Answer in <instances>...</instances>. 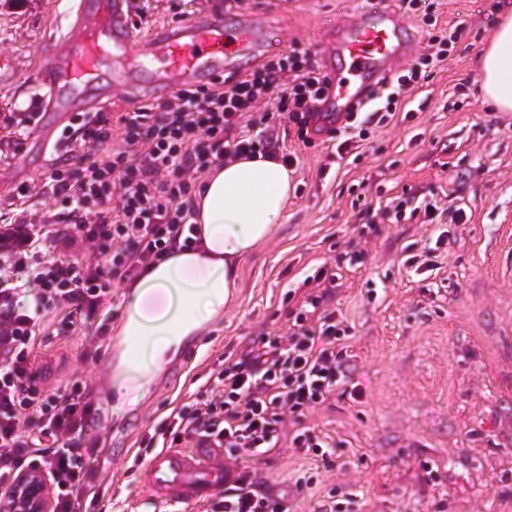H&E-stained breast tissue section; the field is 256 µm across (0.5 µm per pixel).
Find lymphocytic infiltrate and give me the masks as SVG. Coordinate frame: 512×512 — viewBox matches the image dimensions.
Listing matches in <instances>:
<instances>
[{
  "instance_id": "lymphocytic-infiltrate-1",
  "label": "lymphocytic infiltrate",
  "mask_w": 512,
  "mask_h": 512,
  "mask_svg": "<svg viewBox=\"0 0 512 512\" xmlns=\"http://www.w3.org/2000/svg\"><path fill=\"white\" fill-rule=\"evenodd\" d=\"M433 32L404 74L383 81L368 103L355 106L333 133L336 156L349 155L371 127L393 120L430 70L444 62L461 32L438 29L430 0H400ZM328 86L308 49L230 73L206 86H188L133 110L80 112L62 134L69 149L56 156L41 186H18L10 207L44 211L39 229L22 230L0 246V498L27 467L47 473L55 512H98L110 483L90 464L94 402L84 386L46 389L34 356L39 337L70 332L112 298L114 280L136 278L173 244L191 245L193 193L224 161L268 154L277 125L288 122L311 146L314 106ZM107 152L100 160L99 152ZM56 255L43 257L40 240ZM34 260H26L24 252ZM339 273L321 266L286 292V326L227 354L140 442L134 465L157 449L207 445L224 451L227 487L205 512H288L284 497L246 463L289 447L318 464L297 481L319 483V469L335 465L336 448L308 422L341 394L361 402L348 341L352 328L336 309Z\"/></svg>"
}]
</instances>
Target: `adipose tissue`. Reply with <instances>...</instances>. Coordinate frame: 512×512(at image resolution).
I'll return each mask as SVG.
<instances>
[{
  "label": "adipose tissue",
  "instance_id": "1",
  "mask_svg": "<svg viewBox=\"0 0 512 512\" xmlns=\"http://www.w3.org/2000/svg\"><path fill=\"white\" fill-rule=\"evenodd\" d=\"M496 111L512 112V11L503 13L479 62ZM292 170L280 158L238 156L213 168L194 199L196 245L168 255L128 282L104 390L123 415L145 399L189 340L223 316L243 261L281 224Z\"/></svg>",
  "mask_w": 512,
  "mask_h": 512
}]
</instances>
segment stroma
Returning a JSON list of instances; mask_svg holds the SVG:
<instances>
[{
    "label": "stroma",
    "instance_id": "stroma-1",
    "mask_svg": "<svg viewBox=\"0 0 512 512\" xmlns=\"http://www.w3.org/2000/svg\"><path fill=\"white\" fill-rule=\"evenodd\" d=\"M67 0H0V121L12 119L0 145V203L14 188L39 181L56 152L40 127L61 129L43 112L37 63L65 29ZM146 9L137 34L224 9V0H131ZM512 0H434L441 27H460L445 62L410 98L412 116L378 129L357 158L331 159L326 143L306 147L280 131L283 152L298 157L294 191L274 236L247 259L233 304L208 324L193 350L181 353L134 410L115 417L101 392L124 285L112 287L111 329L102 336L71 332L46 337L52 355L49 386L86 385L101 423L91 464L112 482L120 512H166L164 500L145 499L129 474L142 436L199 388V377L252 339L276 334L288 319L285 294L319 265L341 268L334 304L352 326L349 341L361 403L337 396L309 422L336 444L333 470L320 486L296 480L312 459L285 448L256 461L270 489L294 512H318L323 487L353 493L358 512H512V112L484 99L478 56L498 13ZM369 0H288L280 25L322 61L320 37L338 13ZM42 112L43 126L27 125ZM373 201L437 200L463 209L466 223L450 228L437 270L416 275L404 266L406 247L437 237V224L405 218L373 223L356 196ZM374 225L368 254L350 262L338 240ZM375 285L376 299L366 297ZM426 460L439 478L417 468Z\"/></svg>",
    "mask_w": 512,
    "mask_h": 512
}]
</instances>
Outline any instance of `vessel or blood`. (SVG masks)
<instances>
[{"label":"vessel or blood","instance_id":"1","mask_svg":"<svg viewBox=\"0 0 512 512\" xmlns=\"http://www.w3.org/2000/svg\"><path fill=\"white\" fill-rule=\"evenodd\" d=\"M279 9L278 0L262 12L228 5L223 12L169 26L141 42L128 0H76L74 34L62 35L54 51L41 58L38 79L48 91L46 109L59 121L71 120L107 58L113 61L112 87L125 89L136 71L146 77L142 93L154 100L183 85L246 68L258 57L286 48L287 38H275L270 21ZM415 42L396 10L377 7L340 15L322 39L332 86L316 107L315 139H327L347 112L391 75ZM146 481L158 496L175 503L208 499L224 489V452L162 450L151 457Z\"/></svg>","mask_w":512,"mask_h":512}]
</instances>
